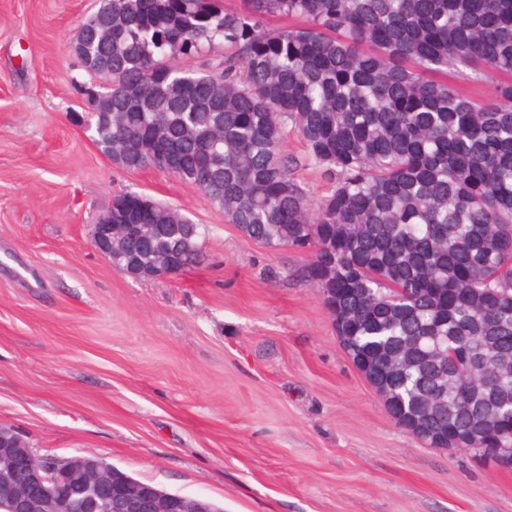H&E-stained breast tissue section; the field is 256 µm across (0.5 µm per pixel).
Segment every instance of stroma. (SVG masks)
Wrapping results in <instances>:
<instances>
[{"label": "stroma", "mask_w": 512, "mask_h": 512, "mask_svg": "<svg viewBox=\"0 0 512 512\" xmlns=\"http://www.w3.org/2000/svg\"><path fill=\"white\" fill-rule=\"evenodd\" d=\"M98 5L0 0V423L224 512H512V469L391 417L303 282L308 253L250 239L167 172L119 167L72 122L90 77L66 45ZM284 149L325 195L303 140ZM125 193L201 225L203 262L114 269L90 234Z\"/></svg>", "instance_id": "stroma-1"}]
</instances>
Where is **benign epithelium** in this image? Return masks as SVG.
<instances>
[{
	"label": "benign epithelium",
	"mask_w": 512,
	"mask_h": 512,
	"mask_svg": "<svg viewBox=\"0 0 512 512\" xmlns=\"http://www.w3.org/2000/svg\"><path fill=\"white\" fill-rule=\"evenodd\" d=\"M126 225L112 217L93 226L91 245L114 268L134 278L172 276L183 268L173 256L164 265L146 270L127 257L112 255V240L125 234ZM216 512L205 497H164L156 488L118 482L99 472L96 456L60 458L39 455L0 424V512Z\"/></svg>",
	"instance_id": "benign-epithelium-1"
}]
</instances>
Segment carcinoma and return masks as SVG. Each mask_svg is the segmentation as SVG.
Masks as SVG:
<instances>
[{"label": "carcinoma", "mask_w": 512, "mask_h": 512, "mask_svg": "<svg viewBox=\"0 0 512 512\" xmlns=\"http://www.w3.org/2000/svg\"><path fill=\"white\" fill-rule=\"evenodd\" d=\"M278 19V27L268 26ZM78 59L96 148L164 168L249 238L306 250L304 281L396 422L430 448H512V0H100ZM224 45L222 71L176 64ZM511 76L470 98L431 74ZM331 181L292 178L288 130ZM152 266L203 257L199 225L136 194Z\"/></svg>", "instance_id": "carcinoma-1"}]
</instances>
